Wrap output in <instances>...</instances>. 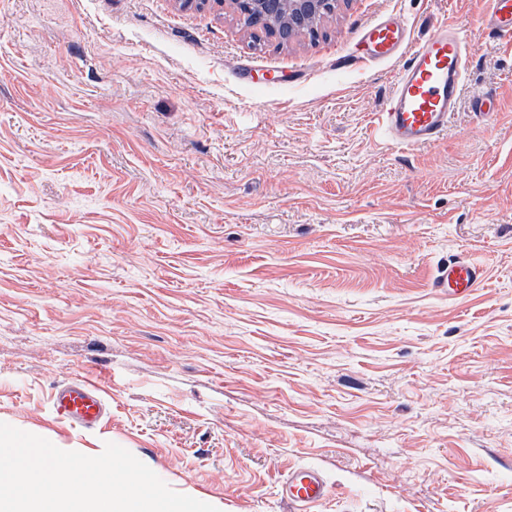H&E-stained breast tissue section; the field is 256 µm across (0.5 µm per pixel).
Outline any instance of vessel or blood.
Returning a JSON list of instances; mask_svg holds the SVG:
<instances>
[{"mask_svg": "<svg viewBox=\"0 0 512 512\" xmlns=\"http://www.w3.org/2000/svg\"><path fill=\"white\" fill-rule=\"evenodd\" d=\"M482 22L492 32H511L512 0H488ZM361 40L371 48L367 61L405 59L386 107L375 116L385 142L412 151L441 141L464 92L469 46L461 32L444 22L428 37L414 41L404 20L390 15L367 26ZM481 283L478 266L464 258L449 261V298L465 297ZM51 401L60 419L85 429L95 428L107 414L102 387L85 378L58 385ZM326 488L319 470L303 467L289 471L279 481L278 494L290 512H309L312 504L323 499Z\"/></svg>", "mask_w": 512, "mask_h": 512, "instance_id": "obj_1", "label": "vessel or blood"}]
</instances>
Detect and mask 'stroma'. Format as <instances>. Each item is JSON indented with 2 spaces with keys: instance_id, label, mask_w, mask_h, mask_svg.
I'll use <instances>...</instances> for the list:
<instances>
[{
  "instance_id": "obj_1",
  "label": "stroma",
  "mask_w": 512,
  "mask_h": 512,
  "mask_svg": "<svg viewBox=\"0 0 512 512\" xmlns=\"http://www.w3.org/2000/svg\"><path fill=\"white\" fill-rule=\"evenodd\" d=\"M487 0H343L317 34L221 0H0V422L112 442L219 512H512V34ZM472 52L436 145L384 144L404 63L361 28ZM493 93L494 110L472 111ZM483 269L453 300L448 262ZM90 377L108 414L59 419ZM484 26L492 32L512 31V1L489 0L488 10L482 17ZM56 415L84 429L95 428L107 415L102 387L86 378L61 383L52 394ZM326 480L312 467L291 470L278 483V494L290 512H307L326 494Z\"/></svg>"
}]
</instances>
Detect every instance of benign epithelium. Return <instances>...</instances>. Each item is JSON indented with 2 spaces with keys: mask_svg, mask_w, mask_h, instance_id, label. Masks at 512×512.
Returning a JSON list of instances; mask_svg holds the SVG:
<instances>
[{
  "mask_svg": "<svg viewBox=\"0 0 512 512\" xmlns=\"http://www.w3.org/2000/svg\"><path fill=\"white\" fill-rule=\"evenodd\" d=\"M338 2L340 0H228L238 14L274 33L285 26L290 32L314 33L326 17L336 12Z\"/></svg>",
  "mask_w": 512,
  "mask_h": 512,
  "instance_id": "1",
  "label": "benign epithelium"
}]
</instances>
